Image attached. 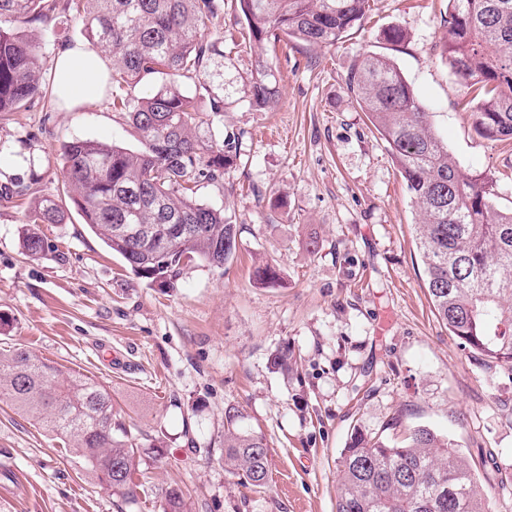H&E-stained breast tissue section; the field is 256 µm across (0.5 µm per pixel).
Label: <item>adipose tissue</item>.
I'll use <instances>...</instances> for the list:
<instances>
[{
  "label": "adipose tissue",
  "instance_id": "ef3b65f1",
  "mask_svg": "<svg viewBox=\"0 0 512 512\" xmlns=\"http://www.w3.org/2000/svg\"><path fill=\"white\" fill-rule=\"evenodd\" d=\"M108 70L89 45L77 42L64 46L53 67L54 89L64 109L72 110L98 102Z\"/></svg>",
  "mask_w": 512,
  "mask_h": 512
}]
</instances>
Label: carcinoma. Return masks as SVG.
<instances>
[{"mask_svg": "<svg viewBox=\"0 0 512 512\" xmlns=\"http://www.w3.org/2000/svg\"><path fill=\"white\" fill-rule=\"evenodd\" d=\"M257 48L270 38L334 46L360 28L369 0H234ZM224 0H0V113L19 112L49 93L36 66L37 44L15 23L49 25L54 13L83 17L92 48L111 64L108 83L129 91L112 97L140 147L73 139L61 147L66 196L90 231L138 278L175 287L183 270L203 262L222 268L237 253L238 229L224 210L193 199L201 181L218 182L238 157V138L218 137L215 118L231 102L215 91L209 68L224 41L205 34ZM441 56L470 89L460 106L475 132L512 144V0H448ZM191 80L190 93L183 82ZM155 82L145 95L130 89ZM348 92L386 143L419 213L417 232L433 309L464 349L512 368V209L495 202L499 179L473 174L448 152L395 62L364 53L346 78ZM277 78L261 60L243 102L271 110ZM52 196L37 199L27 255L48 248L37 224H63ZM151 226L142 239L119 230ZM0 399L31 416L128 508L141 480L163 459L160 447L129 442L112 419V391L24 349L0 353ZM224 472L255 492L268 488L270 450L239 406L224 408ZM164 512H192L179 488ZM335 512H490L483 485L449 435L418 425L401 434L356 432L342 449Z\"/></svg>", "mask_w": 512, "mask_h": 512, "instance_id": "carcinoma-1", "label": "carcinoma"}]
</instances>
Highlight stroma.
Listing matches in <instances>:
<instances>
[{
	"label": "stroma",
	"instance_id": "35a3bbf8",
	"mask_svg": "<svg viewBox=\"0 0 512 512\" xmlns=\"http://www.w3.org/2000/svg\"><path fill=\"white\" fill-rule=\"evenodd\" d=\"M447 9L448 0H371L362 27L336 46L267 43L282 97L254 112L239 99L258 57L225 0L208 28L224 41L210 81L236 105L213 129L239 134L240 155L195 197L231 214L237 257L221 269L194 264L172 288L136 278L74 211L40 225L42 255L22 250L36 196L63 193V143L137 148L111 96L69 112L37 98L0 117V351L24 348L110 386L129 440L163 448L137 512H163L177 487L193 512H335L336 464L352 430L378 432L394 418L451 433L489 484L492 512H512V370L487 366L435 317L405 183L345 85L363 53L394 60L449 152L498 177L499 203L511 207L512 145L476 134L459 106L468 89L439 54ZM391 28L406 34L403 45L384 41ZM34 33L47 73L84 26L70 14ZM262 263L277 284L257 281ZM279 351L289 372L270 364ZM229 404L270 448L265 492L237 485L217 461ZM0 512L122 509L48 432L0 401Z\"/></svg>",
	"mask_w": 512,
	"mask_h": 512
}]
</instances>
